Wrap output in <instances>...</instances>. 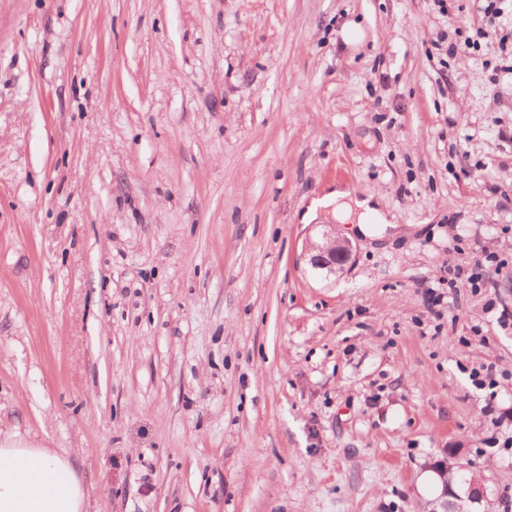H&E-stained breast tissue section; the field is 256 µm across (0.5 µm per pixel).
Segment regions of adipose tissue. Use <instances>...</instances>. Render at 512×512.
I'll return each instance as SVG.
<instances>
[{"label": "adipose tissue", "mask_w": 512, "mask_h": 512, "mask_svg": "<svg viewBox=\"0 0 512 512\" xmlns=\"http://www.w3.org/2000/svg\"><path fill=\"white\" fill-rule=\"evenodd\" d=\"M73 460L12 437L0 440V512H86Z\"/></svg>", "instance_id": "1"}]
</instances>
